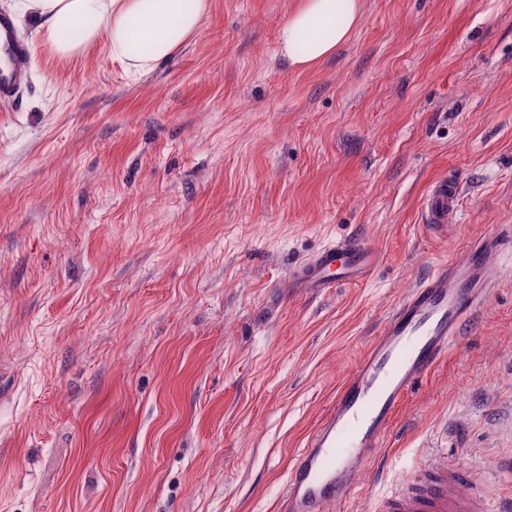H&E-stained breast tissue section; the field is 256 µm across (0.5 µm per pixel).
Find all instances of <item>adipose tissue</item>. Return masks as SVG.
Instances as JSON below:
<instances>
[{
  "label": "adipose tissue",
  "instance_id": "1",
  "mask_svg": "<svg viewBox=\"0 0 512 512\" xmlns=\"http://www.w3.org/2000/svg\"><path fill=\"white\" fill-rule=\"evenodd\" d=\"M18 8L59 57H80L103 41L126 69L148 72L199 29L212 0H20ZM362 20L361 0H300L279 27V50L295 69L317 66Z\"/></svg>",
  "mask_w": 512,
  "mask_h": 512
}]
</instances>
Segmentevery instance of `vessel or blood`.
Instances as JSON below:
<instances>
[{
  "label": "vessel or blood",
  "instance_id": "vessel-or-blood-1",
  "mask_svg": "<svg viewBox=\"0 0 512 512\" xmlns=\"http://www.w3.org/2000/svg\"><path fill=\"white\" fill-rule=\"evenodd\" d=\"M30 76V48L10 13L0 11V102L12 101ZM461 181L441 175L423 196L424 223L446 226L460 203ZM495 236L471 241L401 297L379 336L343 379L327 412L288 467L280 512H328L390 435L412 387L447 357L492 288L487 263L501 252ZM378 250L359 238L325 247L293 268L291 285L315 295L367 279ZM388 512H512V497L491 500L474 474L426 466L415 485L390 498Z\"/></svg>",
  "mask_w": 512,
  "mask_h": 512
}]
</instances>
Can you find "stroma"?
Wrapping results in <instances>:
<instances>
[{
	"label": "stroma",
	"instance_id": "obj_1",
	"mask_svg": "<svg viewBox=\"0 0 512 512\" xmlns=\"http://www.w3.org/2000/svg\"><path fill=\"white\" fill-rule=\"evenodd\" d=\"M298 0H213L135 75L30 38L0 104V512H278L288 466L395 303L473 239L493 288L329 512H386L432 458L512 457V0H364L304 71ZM462 180L447 227L420 205ZM346 237L364 282L292 269ZM380 262V253L359 238H345L325 247L291 271L292 288L315 295L343 284L367 279Z\"/></svg>",
	"mask_w": 512,
	"mask_h": 512
}]
</instances>
